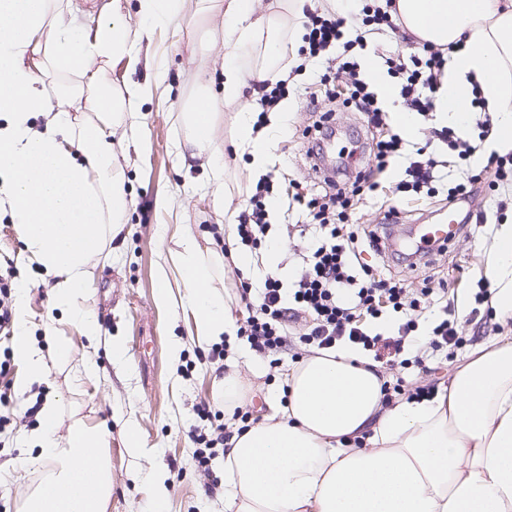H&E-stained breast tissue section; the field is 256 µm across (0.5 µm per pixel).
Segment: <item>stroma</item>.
Returning <instances> with one entry per match:
<instances>
[{"label":"stroma","mask_w":512,"mask_h":512,"mask_svg":"<svg viewBox=\"0 0 512 512\" xmlns=\"http://www.w3.org/2000/svg\"><path fill=\"white\" fill-rule=\"evenodd\" d=\"M223 17L217 12L202 15L185 12L173 24L148 29L140 44L142 62L132 74L136 83H161L165 97L152 98L141 107L140 142L131 151L128 189L133 196L124 240L117 249L105 250L94 268V281L82 303L98 315L103 334L95 348L74 325L62 318H51V278L35 266L24 263L18 228L9 214H0V269L11 270L12 280L27 285L26 313L30 339L45 346V330L69 338L74 352L71 364H79L93 354L94 376L71 380L69 367L50 369L46 381L20 389L22 367L11 361L7 376L0 377V512H18L25 494L38 486L42 470L22 464L25 437L37 426V412L45 401H55L60 423L69 426L81 420L102 425L109 433L112 464V497L106 512H224V488L206 491L197 472L196 449L188 437L198 418L195 408L209 403L215 416L213 425L229 424L224 415V400L217 393V381L227 366H237L250 380L243 397L251 422H259L268 409L263 401L268 391L279 387L294 364L291 352L278 361L256 353L247 341L228 347L223 359L212 356L211 345H196L193 317L181 304H159L155 297L156 270L161 254L174 248L182 234H192L202 251L223 247L233 231L235 217L245 204L259 173L249 166L247 155L233 141L235 115L253 105L252 87H245L240 101L225 103ZM299 70L288 80V118L276 137L271 169L288 178L312 181L305 156L303 131L308 124L310 98L324 97L327 87L321 76L328 67L327 56H297ZM201 78L215 91L218 119L214 139L223 154L224 180L214 184L200 164L184 165L176 150L183 139L182 104L192 92L186 82L189 73ZM435 113L418 117L417 143L446 162L448 179L438 183L435 197L414 195L395 203L394 183L404 176L408 157L397 158L379 178L376 191L365 193L349 219L354 232L384 222L389 205H397L402 221L393 232L400 250L413 248L410 231L415 226L437 224L446 217L445 200L451 181L477 173L491 153L487 143L478 142L473 126L463 135L477 141V152L466 161L448 152L446 146L426 138L429 128L438 126ZM474 195L466 208L468 223L438 256L433 266L435 279L448 286L447 301L453 302L463 332L464 344L441 370L419 371L417 367L387 370L388 380L403 376L421 385L447 382L478 347L494 342L503 331L502 317L490 304L475 305L471 295L476 283L485 277L491 262V245L500 224L512 221V185L489 191L487 181L473 187ZM505 200L507 209L497 214L496 200ZM487 222L476 226L477 213ZM270 221L289 225V232L277 234L284 272L282 281H291L299 263L300 250L308 239L302 225L309 218L300 207L279 203L271 210ZM119 338L128 354L126 364L113 363L112 338ZM182 342L180 361H173L170 347ZM134 424L142 441L139 455L123 446L127 424ZM165 476L168 496L162 503L153 500V488L145 481L148 471Z\"/></svg>","instance_id":"35a3bbf8"}]
</instances>
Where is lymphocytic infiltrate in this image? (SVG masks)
Wrapping results in <instances>:
<instances>
[{
    "mask_svg": "<svg viewBox=\"0 0 512 512\" xmlns=\"http://www.w3.org/2000/svg\"><path fill=\"white\" fill-rule=\"evenodd\" d=\"M396 0L385 5L371 0H351L342 13L304 14L303 40L309 55L329 54L333 65L331 79L348 85L347 98L328 94V107L319 111L310 125L306 155L321 158L323 129L334 119V103L343 109L362 114L367 128L388 126L389 115L377 94L362 79L359 57L364 51L367 33L385 28L396 29ZM448 62V52L439 46L423 43L422 51L400 55L387 61V72L394 78L398 95L408 111L425 114L434 107L433 93ZM403 139L398 133L377 137L369 148V164L354 169H336L324 176L317 186L290 181V197L308 211L322 232L321 242L311 247L299 270L292 289H285L273 276L267 277L258 298H251V287L240 282L236 290L249 315L239 327L255 351L270 356L287 349L289 338L318 350H331L347 345L374 359H388L390 364L408 366L421 364L419 350L454 355L461 348L457 319L435 317L428 328H421L424 309L440 298L431 278H424L421 287H413L407 279L378 273L362 264L360 246L381 252V235L376 231L358 236L349 231L348 221L360 192L375 190V173L385 171L400 155ZM274 178L258 181L248 204L237 216L235 240L238 247L253 251L270 241L267 200L274 190ZM391 315L396 333L383 336L373 321Z\"/></svg>",
    "mask_w": 512,
    "mask_h": 512,
    "instance_id": "f902f5d3",
    "label": "lymphocytic infiltrate"
}]
</instances>
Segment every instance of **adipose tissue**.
Here are the masks:
<instances>
[{
    "instance_id": "1",
    "label": "adipose tissue",
    "mask_w": 512,
    "mask_h": 512,
    "mask_svg": "<svg viewBox=\"0 0 512 512\" xmlns=\"http://www.w3.org/2000/svg\"><path fill=\"white\" fill-rule=\"evenodd\" d=\"M192 0H138L140 26L120 11L88 30L68 24L66 0H0V209L8 210L28 263L55 280L52 301L89 342L101 334L97 316L79 303L107 245L120 238L133 204L126 168L115 146L137 143V105L150 86L128 82L139 62L144 24L165 25ZM306 0H278L257 13L254 0H224V37L265 44L253 69L224 65V100L236 101L247 79L281 78L279 33L287 13ZM407 33L451 46L436 94L441 122L463 124L473 89L496 116L492 149L512 151V0H397ZM58 78V95L44 86ZM215 97L197 86L184 105L192 158L220 177L214 144ZM44 117L36 127V117ZM251 113H238L237 139L250 165L263 171L273 129L254 132ZM488 269L493 304L512 315V224L501 225ZM175 267L159 264L156 300L181 302L194 316L198 342L235 340L237 326L213 272L224 261L252 271L280 270L281 253L202 252L190 235L179 238ZM15 356L21 387L43 382L50 362L70 363L61 336L49 350L28 340L19 325ZM380 365L347 349L312 354L285 379L269 412L233 431L224 454V512H512V336L476 350L446 388L433 396L385 405ZM29 438L26 462L43 470L21 512H106L112 495L108 434L77 423L59 432L58 408L45 403Z\"/></svg>"
}]
</instances>
